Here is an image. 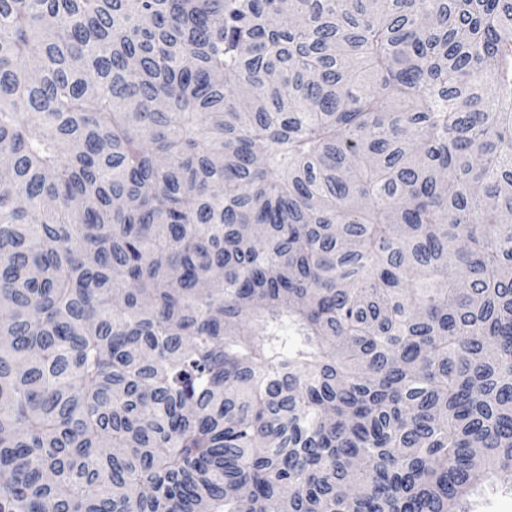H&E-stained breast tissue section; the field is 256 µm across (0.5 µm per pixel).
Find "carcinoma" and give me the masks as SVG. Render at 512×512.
I'll use <instances>...</instances> for the list:
<instances>
[{
    "label": "carcinoma",
    "instance_id": "cac0c4a2",
    "mask_svg": "<svg viewBox=\"0 0 512 512\" xmlns=\"http://www.w3.org/2000/svg\"><path fill=\"white\" fill-rule=\"evenodd\" d=\"M0 170V512L512 479V0H0Z\"/></svg>",
    "mask_w": 512,
    "mask_h": 512
}]
</instances>
